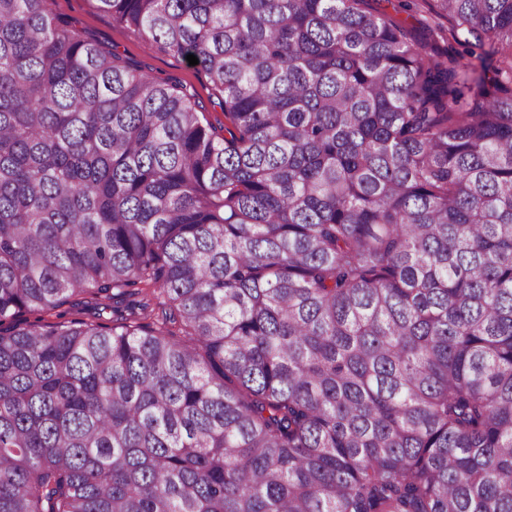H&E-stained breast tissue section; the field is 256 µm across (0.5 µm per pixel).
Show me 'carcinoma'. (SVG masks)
<instances>
[{
  "label": "carcinoma",
  "instance_id": "1",
  "mask_svg": "<svg viewBox=\"0 0 512 512\" xmlns=\"http://www.w3.org/2000/svg\"><path fill=\"white\" fill-rule=\"evenodd\" d=\"M373 1L96 0L221 135L0 0V512H512V0ZM401 19L405 20L406 23L410 24L411 34L418 40H426L429 38L428 35V22L429 15L425 8H420L419 11L408 10L401 11L398 15Z\"/></svg>",
  "mask_w": 512,
  "mask_h": 512
}]
</instances>
